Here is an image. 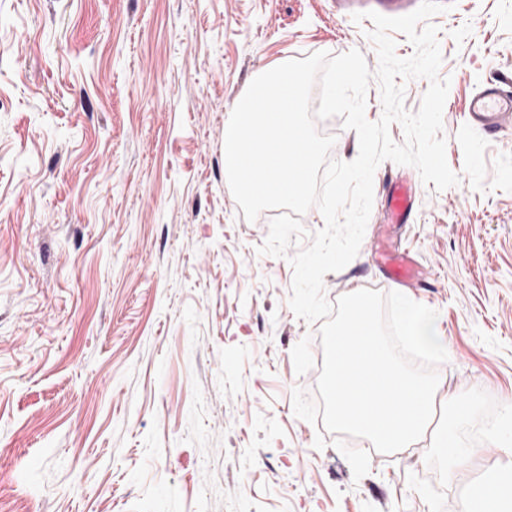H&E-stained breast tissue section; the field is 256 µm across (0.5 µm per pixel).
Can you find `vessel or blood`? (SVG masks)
Here are the masks:
<instances>
[{"instance_id":"1","label":"vessel or blood","mask_w":512,"mask_h":512,"mask_svg":"<svg viewBox=\"0 0 512 512\" xmlns=\"http://www.w3.org/2000/svg\"><path fill=\"white\" fill-rule=\"evenodd\" d=\"M468 117L484 135L505 139L512 135V81L499 78L476 90L468 102ZM418 187L407 177H396L386 197V221L408 223L416 203Z\"/></svg>"}]
</instances>
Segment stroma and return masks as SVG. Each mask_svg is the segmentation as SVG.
Segmentation results:
<instances>
[{
  "label": "stroma",
  "instance_id": "35a3bbf8",
  "mask_svg": "<svg viewBox=\"0 0 512 512\" xmlns=\"http://www.w3.org/2000/svg\"><path fill=\"white\" fill-rule=\"evenodd\" d=\"M347 0H0V512H430L426 443L383 454L298 418L316 398L320 325L289 305L288 257L259 254L224 177L236 97L283 59L356 46ZM442 135L460 178L422 185L381 232L382 162L357 256L329 301L399 292L436 311L443 395L512 399V144L465 120L512 78V0L430 17ZM408 253L389 281L377 247ZM498 445L453 469L462 487Z\"/></svg>",
  "mask_w": 512,
  "mask_h": 512
}]
</instances>
